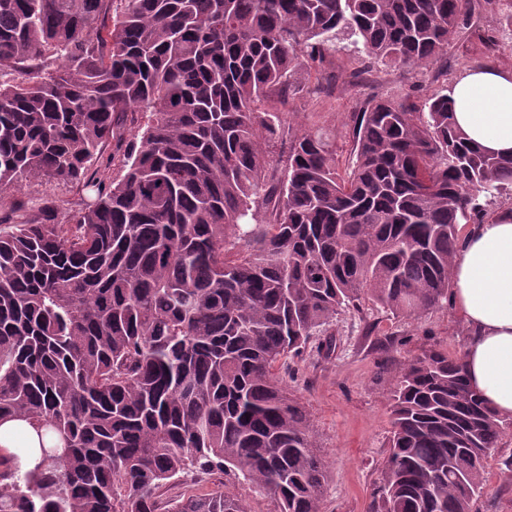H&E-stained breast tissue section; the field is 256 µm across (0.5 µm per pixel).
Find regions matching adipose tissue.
I'll list each match as a JSON object with an SVG mask.
<instances>
[{
    "label": "adipose tissue",
    "instance_id": "1",
    "mask_svg": "<svg viewBox=\"0 0 512 512\" xmlns=\"http://www.w3.org/2000/svg\"><path fill=\"white\" fill-rule=\"evenodd\" d=\"M456 126L483 152L512 154V70L473 68L448 90ZM452 303L467 331L462 352L469 386L500 420L512 421V216L461 230L454 258ZM57 437L23 421L0 423V453L21 470L40 460Z\"/></svg>",
    "mask_w": 512,
    "mask_h": 512
}]
</instances>
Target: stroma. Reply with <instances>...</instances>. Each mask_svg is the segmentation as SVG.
<instances>
[{
  "mask_svg": "<svg viewBox=\"0 0 512 512\" xmlns=\"http://www.w3.org/2000/svg\"><path fill=\"white\" fill-rule=\"evenodd\" d=\"M507 0L477 8L438 62L393 68L365 63L349 40L337 39L322 63L304 72L303 93L288 101L271 98L264 108L279 113L294 132L322 129L331 134L340 163H348L364 105L373 98L400 99L420 111L433 94L443 93L466 69H512V29L503 15ZM333 351L319 350L312 338L301 355L281 366L279 376L308 409L314 437L329 466L323 512H377L376 491L388 452L392 423L389 394L403 363L430 350L461 356L466 331L450 306L416 317L385 312L371 300L359 311L337 315L326 328ZM512 456V424H506L495 458L487 462V481L473 512H512V473L499 462ZM245 499L252 512H275L274 501L233 473H188L162 491L169 500L215 489Z\"/></svg>",
  "mask_w": 512,
  "mask_h": 512,
  "instance_id": "obj_1",
  "label": "stroma"
}]
</instances>
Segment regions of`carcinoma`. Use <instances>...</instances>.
I'll use <instances>...</instances> for the list:
<instances>
[{"mask_svg":"<svg viewBox=\"0 0 512 512\" xmlns=\"http://www.w3.org/2000/svg\"><path fill=\"white\" fill-rule=\"evenodd\" d=\"M473 11L0 0V191L95 193L45 210L64 223L0 200V422L59 441L30 471L0 461V512H251L223 491L160 501L214 469L276 512H322L326 466L277 364L365 297L407 317L447 304L461 225L512 192V155L472 147L445 93L423 112L380 99L341 174L325 132L262 103L298 94L340 33L370 61L426 67ZM390 412L378 512H472L503 421L461 359L409 360Z\"/></svg>","mask_w":512,"mask_h":512,"instance_id":"carcinoma-1","label":"carcinoma"}]
</instances>
